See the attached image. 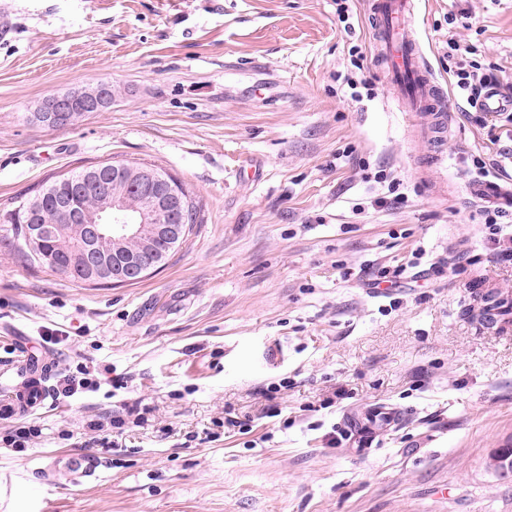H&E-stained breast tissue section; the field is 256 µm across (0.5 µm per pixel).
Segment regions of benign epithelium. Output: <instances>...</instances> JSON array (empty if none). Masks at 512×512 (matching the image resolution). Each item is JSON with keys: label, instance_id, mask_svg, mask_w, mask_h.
Here are the masks:
<instances>
[{"label": "benign epithelium", "instance_id": "obj_1", "mask_svg": "<svg viewBox=\"0 0 512 512\" xmlns=\"http://www.w3.org/2000/svg\"><path fill=\"white\" fill-rule=\"evenodd\" d=\"M112 105V85L100 82L94 87L53 94L39 104L34 119L52 127L69 124L88 112H102ZM118 176L151 194L150 206L138 201L101 196L93 211H83L62 201L47 212L43 196L29 203L42 220L26 229V244L37 249L49 235L51 225L69 224V235L53 241L46 262L60 274L80 276L88 283L121 284L142 280L166 265L170 251L179 244L182 225L173 223L180 191L161 171L125 164L109 165ZM139 245V253L129 257L124 247Z\"/></svg>", "mask_w": 512, "mask_h": 512}]
</instances>
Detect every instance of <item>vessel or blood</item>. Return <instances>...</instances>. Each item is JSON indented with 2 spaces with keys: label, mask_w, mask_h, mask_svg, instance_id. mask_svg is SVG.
I'll return each instance as SVG.
<instances>
[{
  "label": "vessel or blood",
  "mask_w": 512,
  "mask_h": 512,
  "mask_svg": "<svg viewBox=\"0 0 512 512\" xmlns=\"http://www.w3.org/2000/svg\"><path fill=\"white\" fill-rule=\"evenodd\" d=\"M366 11L373 20L374 62L384 77L391 97L406 112L430 113V123L418 128L421 140L430 142L447 135L453 108L439 92L436 74L427 59L416 24L415 0H366ZM47 387L13 384L11 378L0 381V412L12 414L41 407ZM400 409L380 406L349 418L364 443H373L378 431L398 426ZM98 464L90 456L75 452L59 456L45 469L42 480L53 483L57 474H65L76 482L97 476Z\"/></svg>",
  "instance_id": "1"
}]
</instances>
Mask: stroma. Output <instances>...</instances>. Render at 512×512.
I'll use <instances>...</instances> for the list:
<instances>
[{
  "label": "stroma",
  "mask_w": 512,
  "mask_h": 512,
  "mask_svg": "<svg viewBox=\"0 0 512 512\" xmlns=\"http://www.w3.org/2000/svg\"><path fill=\"white\" fill-rule=\"evenodd\" d=\"M348 5L344 23L336 0H0V216L111 161L161 168L199 208L133 285L90 288L0 241V370L23 346L94 382L0 416V512H512V476L488 466L512 444V330L466 313L477 290L512 295L467 194L476 158L506 184L512 138L459 112L429 164L424 116L373 60L353 71L369 25ZM417 23L444 94L452 37L512 83V0H421ZM102 81L105 111L33 120ZM401 265L377 296L370 268ZM137 401L150 411L121 447L91 444L88 420ZM380 405L406 420L360 454L346 417ZM25 422L41 436L8 447ZM86 445L97 480L41 487L49 455Z\"/></svg>",
  "instance_id": "stroma-1"
}]
</instances>
